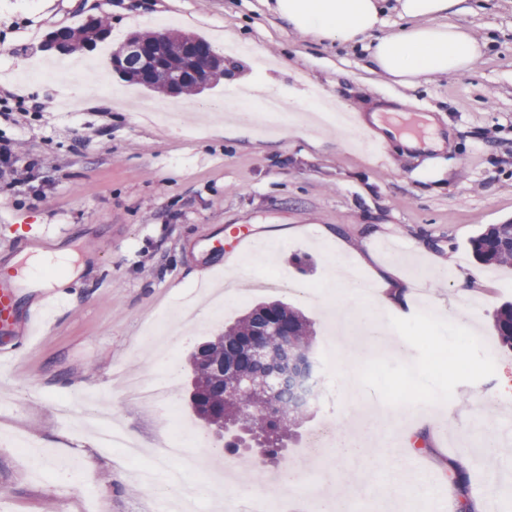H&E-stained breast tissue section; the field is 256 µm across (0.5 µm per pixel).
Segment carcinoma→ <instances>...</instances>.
<instances>
[{"mask_svg":"<svg viewBox=\"0 0 512 512\" xmlns=\"http://www.w3.org/2000/svg\"><path fill=\"white\" fill-rule=\"evenodd\" d=\"M192 41L201 50H211L205 40L186 34H179L167 42L170 54L179 61L186 60L184 46ZM471 246L477 259L488 265L512 264V222L492 224L478 236L471 239ZM279 316L288 345L299 353L315 349L313 324L298 309L281 301H263L250 307L234 324L224 328V332L202 343L209 358L201 359L197 351H192L189 363L192 370L190 402L196 415L207 426L206 435H214L224 440L220 450L241 448L253 445L271 461H276L297 428L307 418V409L299 407L290 394L295 380L292 374L289 353L281 344L272 341L268 353L262 358H254L244 350L245 344L263 327L268 316ZM494 328L499 343L512 349V303L502 304L494 318ZM229 353L236 356L235 376H247L257 382L278 375L277 399L281 410L286 414V422L280 423L267 417L263 411L265 395L254 393L247 403L255 409L253 415L241 421L233 415L232 405L224 403V388L229 379L224 373L212 369V360L224 358ZM452 484L458 494L465 497L460 505L461 512H474L470 499L466 498L470 483L469 471L459 464L451 473Z\"/></svg>","mask_w":512,"mask_h":512,"instance_id":"obj_1","label":"carcinoma"}]
</instances>
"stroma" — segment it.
<instances>
[{
  "instance_id": "obj_1",
  "label": "stroma",
  "mask_w": 512,
  "mask_h": 512,
  "mask_svg": "<svg viewBox=\"0 0 512 512\" xmlns=\"http://www.w3.org/2000/svg\"><path fill=\"white\" fill-rule=\"evenodd\" d=\"M468 13L452 16L486 46L484 57L455 75H425L410 88L368 71L361 47L324 45L289 30L266 0H0V141H21L34 163L25 172L0 167V271L21 256L15 242L39 224L56 229L49 251L74 255L78 275L58 291L59 306L31 341L0 336V493L13 512H154L155 500L136 481L154 465L164 439L189 438L203 422L187 393L192 347L223 332L248 308L280 300L314 324L316 351L331 350L326 401L312 406L300 440L289 444L296 461L305 437L320 424L353 431L344 372L375 357L361 324L347 325L333 302L311 303L280 290L260 291L215 310L211 289L224 285L235 232L249 227L272 250L259 277L319 291L336 275L339 248L356 252L353 280L390 277L418 286L415 269L429 277L413 295V311L436 308L451 321L468 322L487 349L496 351L493 376L458 385L446 411L401 406L385 419L389 446H370V464L351 474L335 456L337 485L352 479L349 512H429L432 478L445 512H457L448 479L452 462L470 473L469 494L483 512H512V351L500 347L494 314L512 301V265H486L469 242L489 225L512 220V0H468ZM103 21L110 35L89 54L93 72L73 68L61 80L43 45L58 29ZM172 27L204 37L237 70L202 93L169 96L114 75L109 61L131 34ZM285 57L288 68L275 60ZM267 85L296 120L287 132L253 128L239 138L226 128L244 98L255 112L249 84ZM92 85V98L76 94ZM53 97L54 109L37 116L16 110ZM393 101L382 120L415 122L418 137L441 148L379 151L367 134L346 136L310 122V107L364 114ZM471 290H464L460 275ZM181 334L168 349L167 332ZM175 369L162 408L125 396L117 371L150 377L159 357ZM106 409L143 448L136 460L98 449L94 472L79 470L69 487L56 479L60 465L80 460L88 430L77 416ZM428 434L416 450L409 431ZM13 435L43 451L45 473L34 476ZM196 484L227 471L224 496L239 489L275 498L287 512H309L317 497L318 468L307 467L294 489L273 484L274 464L254 456H216L187 447ZM403 484L410 500L393 501Z\"/></svg>"
}]
</instances>
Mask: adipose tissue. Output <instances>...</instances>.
<instances>
[{
    "mask_svg": "<svg viewBox=\"0 0 512 512\" xmlns=\"http://www.w3.org/2000/svg\"><path fill=\"white\" fill-rule=\"evenodd\" d=\"M399 31L387 32L386 0H275L273 10L289 27L316 42L361 45L369 63L405 87L430 74L472 69L484 54L451 14L466 12V0H396Z\"/></svg>",
    "mask_w": 512,
    "mask_h": 512,
    "instance_id": "adipose-tissue-1",
    "label": "adipose tissue"
}]
</instances>
